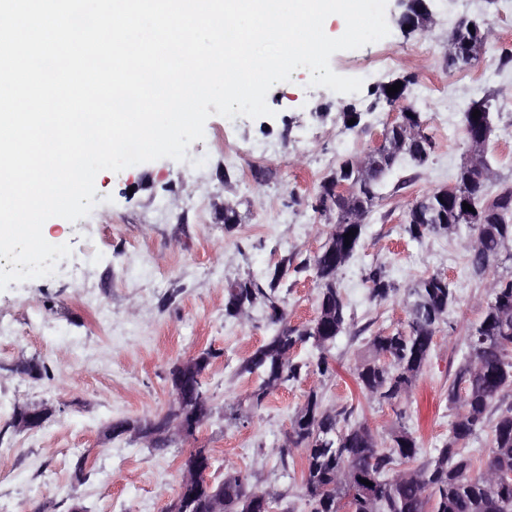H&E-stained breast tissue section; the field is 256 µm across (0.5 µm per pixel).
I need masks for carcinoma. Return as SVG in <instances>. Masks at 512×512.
<instances>
[{"label": "carcinoma", "mask_w": 512, "mask_h": 512, "mask_svg": "<svg viewBox=\"0 0 512 512\" xmlns=\"http://www.w3.org/2000/svg\"><path fill=\"white\" fill-rule=\"evenodd\" d=\"M448 45L455 53L472 55L482 63L492 50L484 31L473 33L456 27L448 32ZM409 81H401L398 93L390 95L387 86L376 91L377 100L389 106L407 99ZM385 136L403 146L379 158V168L362 165L364 157L340 161L332 176L346 178L352 187L349 206L327 209L322 206L328 182H323L315 197V210L335 219L324 245L312 259L319 285V306L316 319L341 334L348 325V304L338 283V274L352 253H342L344 234L362 233L364 220L379 199L383 179L399 162L407 158L417 166L430 156L433 142L428 134L413 139L402 128L385 129ZM493 174L488 160H483V173L459 167L456 191L475 206L483 205L489 175ZM435 199L428 192L407 205L404 212L406 231L413 238L426 234H452L460 228L455 213L445 212L434 224L415 221L416 209ZM508 204L503 224H476L469 228L473 243L467 246V267L476 275L494 268L501 257L504 236L512 237V192L495 198ZM286 269L278 267L269 275L268 289L253 281L232 286L224 303L225 315L244 316L258 299L271 309L270 321L275 326L270 339L245 362L243 370L260 378L251 393L253 403L260 405L276 389L298 380L305 362L294 360L298 345L309 341L320 350L327 343L312 335V325H288L287 315L276 295ZM368 292L374 300H386L396 292L380 267L371 269L366 277ZM412 298L408 307L407 325L388 334L379 333L369 342L370 354L361 358L355 374L362 393L371 399L396 404L408 396L433 349V337L439 323L448 314L453 292L448 279L440 273L420 277L408 288ZM469 354L479 367L464 361L448 384V404L457 409L448 440L436 449V454L424 458L414 434L404 427L392 431L381 441L365 424L343 426L341 413L323 406L322 397L311 390L295 412L281 449L286 457L295 449L305 455L303 488L313 504L312 512H339L346 499L352 512H512V483L504 485L493 479V472L512 463V405L501 410L491 428V438L481 463H476L467 448L483 430L488 413L512 390V277H497L491 283V300L482 316L467 328ZM212 354L200 356L197 374L189 377L181 388L174 390L170 411L180 407L191 410L209 405L202 377ZM366 474L371 484L360 482ZM267 490L248 487L245 479L235 473L224 476V512H244L243 501ZM210 488L189 474L182 478L176 512H207Z\"/></svg>", "instance_id": "carcinoma-1"}]
</instances>
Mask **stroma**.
<instances>
[{"label": "stroma", "mask_w": 512, "mask_h": 512, "mask_svg": "<svg viewBox=\"0 0 512 512\" xmlns=\"http://www.w3.org/2000/svg\"><path fill=\"white\" fill-rule=\"evenodd\" d=\"M448 2L431 0L436 24L429 34H408L393 23L386 38L332 56L334 72L361 78L359 93L310 86L308 71L299 69L268 92L273 116L214 115L186 160L100 172L98 203L87 220L98 226L95 243L87 241L85 222L50 219L48 242L70 245V256L53 275L0 291V512H71L76 505L84 512H171L183 460L194 448L209 449L211 481L238 472L249 486L276 491L274 512H311L302 490L303 452L284 461L279 450L312 390L326 407L348 411L350 423L378 436L403 426L424 456L442 447L455 416L448 382L468 352L466 329L483 311L489 279L466 266L468 230L414 240L403 219L416 197L453 185L467 150L463 114L486 94H497L502 105L487 150L494 179L486 195L512 189V61L454 69L446 43L462 18H484L495 52L512 53V0H465L453 9ZM382 51L401 64L380 78L364 74L360 62ZM402 77L411 81L407 101L433 141L430 157L424 166L407 161L387 175L339 272L350 319L326 353L329 372L316 369L312 344L300 345L294 355L310 371L253 405L259 379L243 364L272 336L270 310L260 300L247 317H227V290L248 279L265 284L268 271L287 265L277 295L288 322L314 320L319 287L311 262L331 229L312 209L316 194L341 159L379 141L394 114L375 104L374 92ZM346 105L360 114L352 129L342 118ZM224 135L245 153L261 142L276 150L228 164L217 152ZM228 204L237 223L224 221ZM77 263L92 267L91 279L71 276ZM375 267L396 288L384 301L372 300L365 283ZM432 272L447 276L454 300L415 387L397 405L367 399L354 375L360 355L372 336L406 326L407 290ZM203 352L212 355L203 375L212 413L193 438L162 452L129 434L105 438L112 421L168 411L173 367ZM32 364L39 375L25 373ZM18 406H44L48 414L39 426L20 429L12 423Z\"/></svg>", "instance_id": "stroma-1"}]
</instances>
